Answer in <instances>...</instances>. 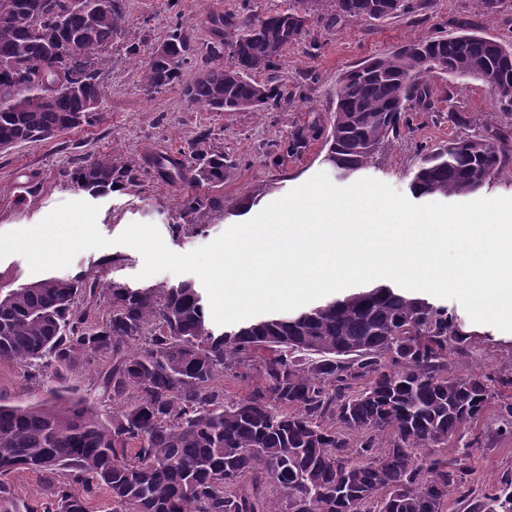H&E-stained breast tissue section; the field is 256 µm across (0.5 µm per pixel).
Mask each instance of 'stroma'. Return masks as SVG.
<instances>
[{"label":"stroma","instance_id":"obj_1","mask_svg":"<svg viewBox=\"0 0 512 512\" xmlns=\"http://www.w3.org/2000/svg\"><path fill=\"white\" fill-rule=\"evenodd\" d=\"M239 3L129 0L127 33L113 42L111 61L102 76L98 120L0 152V234L33 227L64 202L88 201L98 208L99 233L112 244L79 252L65 268V275L91 272L101 280L114 278L133 288L197 282L192 273L161 272L140 278L142 255L116 244V237L130 224L146 223L156 226L165 245L177 254L211 243L229 227L252 219L264 206L325 171L324 138L309 140L295 155L286 153L283 145L292 127L320 124L329 117L335 108L336 84L346 70L422 36L459 35L458 24L464 19L470 21L472 33L488 38L498 39L512 30V0H506L504 11L492 18L478 15L472 0H439L437 6L411 18L350 19L330 28H315L305 41L289 46L279 60L277 75L293 101L285 112L272 107L254 112H202L188 106L180 87L149 92L139 85L137 71L144 58L128 54L131 43H160L179 22L196 28L197 48L205 50L209 14L238 9ZM428 86L432 111L409 110L407 129L365 172L366 177L387 183L405 196L410 193L409 174L423 149L481 133L488 125L512 128V114L498 111L482 81L436 74L429 77ZM203 129L210 131L212 143L223 148L232 165L230 177L212 187V194L223 196L230 207L255 193L260 200L235 216H209L199 232L175 236L170 231L171 224L179 220L188 185L168 186L147 179L139 187L93 198L63 175L78 158L90 154L132 158L173 150ZM433 303L457 315L473 346L470 355L454 359L453 372L504 377V384L495 391L512 397V385L506 382L512 376V332L473 322L456 300L437 297ZM52 384L66 399L87 400L102 414L112 411V401L101 396L93 369L82 366L62 371ZM44 396L40 379L28 378L15 362L0 360V404H30ZM497 427L496 413L490 408L477 425L464 432L465 440L473 444L470 464L483 486L512 477V435L498 434Z\"/></svg>","mask_w":512,"mask_h":512}]
</instances>
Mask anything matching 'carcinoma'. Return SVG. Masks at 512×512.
Masks as SVG:
<instances>
[{
  "mask_svg": "<svg viewBox=\"0 0 512 512\" xmlns=\"http://www.w3.org/2000/svg\"><path fill=\"white\" fill-rule=\"evenodd\" d=\"M129 0H0V143L43 141L97 119L100 66L126 34ZM494 15L504 0H473ZM406 0H294L266 16L249 5L208 16L207 56L182 81L196 30L175 25L164 56L146 41L138 71L147 91L181 86L209 112L291 105L275 72L283 51L346 19L404 15ZM460 79L493 70L498 108L512 112V42L475 34L427 36L346 71L324 161L349 178L371 166L401 133L407 107L432 109V69ZM266 75L257 80L256 75ZM318 128L299 129L297 154ZM198 138L150 160L79 158L64 177L93 197L146 178L224 182V150ZM512 163V132L451 139L422 154L412 172L417 197L476 193ZM224 197L183 196L175 233L204 228ZM83 297L84 305L75 303ZM139 344L142 350L132 352ZM470 347L457 317L387 284L355 291L293 315L271 314L220 334L190 282L132 288L94 274L52 276L0 294V359L47 378L77 364L105 363L103 415L56 391L34 405L0 404V477L18 470L51 477L43 512H87L105 491L113 512H448V496L471 482L468 456L435 452L476 424L494 399L493 379L456 375ZM250 381L230 397L215 385ZM498 430L512 433V401L497 405ZM82 483L84 494L72 490ZM0 480V509L16 512ZM469 512H512V491L483 494Z\"/></svg>",
  "mask_w": 512,
  "mask_h": 512,
  "instance_id": "carcinoma-1",
  "label": "carcinoma"
}]
</instances>
